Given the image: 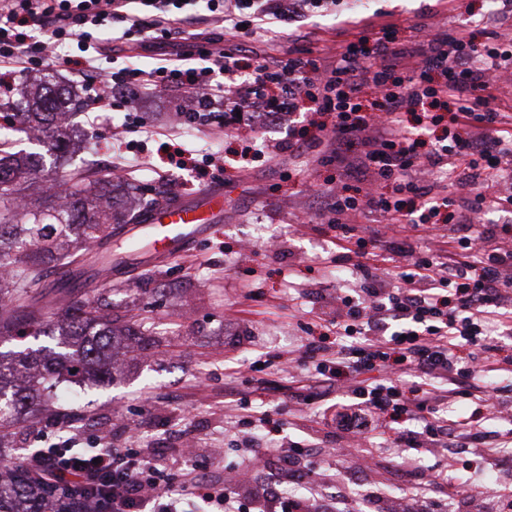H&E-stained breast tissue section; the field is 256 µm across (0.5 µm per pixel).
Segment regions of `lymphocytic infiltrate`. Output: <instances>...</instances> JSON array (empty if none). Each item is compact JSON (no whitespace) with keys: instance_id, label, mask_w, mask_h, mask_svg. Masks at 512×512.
<instances>
[{"instance_id":"obj_1","label":"lymphocytic infiltrate","mask_w":512,"mask_h":512,"mask_svg":"<svg viewBox=\"0 0 512 512\" xmlns=\"http://www.w3.org/2000/svg\"><path fill=\"white\" fill-rule=\"evenodd\" d=\"M343 0H0V64L50 70L56 47L78 40L81 53L70 58L73 73L90 95L96 112L116 109L107 87L120 88L126 102L167 91L179 94L189 122L229 124L246 116L250 127L274 124L307 109L331 112L330 133L310 139L322 162L362 186L357 194L344 187L327 194L323 214L336 230V247L355 254L363 282L353 296L336 299L329 323L342 336L336 352L317 342L305 344L297 382L303 401L336 394V419L359 438L384 440L397 448L442 445L450 436L438 404L439 383L456 380L464 393L497 395L488 374H512V359L495 360L499 347L483 332L485 324L512 321V244L493 228L453 235L439 254L417 250L414 238L443 223L444 210L457 207L461 221L473 224L488 209L512 208V186H502L499 165L512 162V119L489 105L492 73L512 58L506 47L475 39L469 28L437 30L411 44L397 40V20L379 23L374 40L345 27L321 64L310 58L311 46L296 37L284 55L247 58L249 40L276 38L280 28L298 27L316 12H335ZM119 21L122 39L133 48L172 57V64L143 69L130 63L107 72L101 61L110 47L96 35ZM38 26L41 36L28 35ZM378 95L366 112V90ZM418 115L417 129L404 123ZM450 119L451 137L426 146L422 134ZM452 176L458 197L444 195L440 182L424 174ZM392 182L391 196L378 186ZM379 212L392 232L387 254L367 248L356 236L354 219L365 210ZM399 264L401 285L389 288L376 269L381 259ZM480 348L481 356L460 363L463 346ZM408 363L421 381L403 390L390 377L393 365ZM380 372L370 381L369 372ZM410 414L419 429H386L377 417ZM151 453L131 448H46L28 456V470L43 481L62 480L91 490L90 512H185L184 504L200 495L219 512H320L315 498L280 492L267 476L268 497L241 503L229 488H217L164 472Z\"/></svg>"}]
</instances>
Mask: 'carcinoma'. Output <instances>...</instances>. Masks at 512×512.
Masks as SVG:
<instances>
[{
	"label": "carcinoma",
	"instance_id": "1",
	"mask_svg": "<svg viewBox=\"0 0 512 512\" xmlns=\"http://www.w3.org/2000/svg\"><path fill=\"white\" fill-rule=\"evenodd\" d=\"M69 101L68 91L52 84L28 92L25 112L0 101V131L26 123L47 152H61L68 142ZM123 204V186L109 173L94 170L83 185L53 193L38 184L27 158L0 150V269L5 271L0 274V342L29 328L33 336L60 337L63 348L50 355L44 348L0 351V439L47 380L62 374L102 382L111 375L121 337L145 336L142 325L112 313L103 295L72 302L47 320L33 294L48 261L67 268L53 284L65 296L106 269L130 265L141 242L126 243L125 251L112 257L109 243L117 225L138 223L160 201L146 199L138 209L121 212ZM82 493L79 487L61 486L46 497L42 481L0 460V512H79Z\"/></svg>",
	"mask_w": 512,
	"mask_h": 512
}]
</instances>
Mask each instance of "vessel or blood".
Wrapping results in <instances>:
<instances>
[{
	"instance_id": "b4317fda",
	"label": "vessel or blood",
	"mask_w": 512,
	"mask_h": 512,
	"mask_svg": "<svg viewBox=\"0 0 512 512\" xmlns=\"http://www.w3.org/2000/svg\"><path fill=\"white\" fill-rule=\"evenodd\" d=\"M224 216V186L214 183L193 197L163 203L142 219L141 230L153 239L151 255L161 261L187 250L203 235L211 220Z\"/></svg>"
}]
</instances>
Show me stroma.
<instances>
[{"label": "stroma", "mask_w": 512, "mask_h": 512, "mask_svg": "<svg viewBox=\"0 0 512 512\" xmlns=\"http://www.w3.org/2000/svg\"><path fill=\"white\" fill-rule=\"evenodd\" d=\"M494 6L512 25V0H370L366 8L348 0L343 11L312 15L303 28L318 60L348 20L400 19L397 36L409 41L421 37L422 27L468 25ZM49 77L72 91L68 109L78 149L46 159L38 173L43 182L61 185L92 167L133 179L150 197L191 196L213 182L198 172L206 160L235 166L244 149L260 160L226 189L223 221L188 252L159 265L141 253L112 281L79 289L84 300L110 288L113 306L145 317L150 343L122 356L112 381L77 383L73 411L52 394L35 415L20 414L0 444L1 459L21 462L37 449L64 447L74 434L83 448L144 441L160 467L187 472L191 464L180 450L192 441L211 460L203 477L210 485H223L226 470L251 464L289 482L302 474L328 483L341 497L359 491L368 512H381L390 501L399 512H420L425 500L443 512H468L466 503L449 498L445 484L431 482L432 472L445 470L470 478L484 512H497L493 477L498 455L512 457V413L493 414L473 395L442 403L445 417L472 413L492 432L452 457L441 447L403 451L379 439L357 444L324 420L320 404L293 396L283 358L299 359L311 335L336 348L340 339L328 323L336 294L362 280L353 267L336 268V231L319 199L307 193L313 184L339 185L335 167L315 151L272 154L288 138L282 127L189 125L178 116L180 101L161 93L132 110L89 112L70 66L58 64ZM263 413L270 422L255 428L262 452L250 462L233 434L238 419ZM276 443L303 447L297 464L273 451Z\"/></svg>", "instance_id": "35a3bbf8"}]
</instances>
